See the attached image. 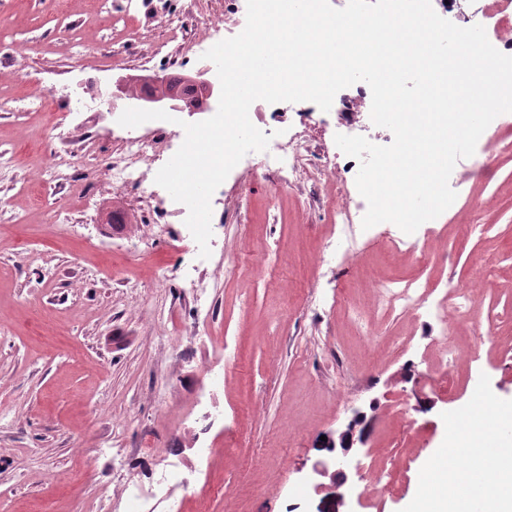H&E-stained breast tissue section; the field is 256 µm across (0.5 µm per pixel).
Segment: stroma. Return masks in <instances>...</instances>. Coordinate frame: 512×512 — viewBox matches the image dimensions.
Masks as SVG:
<instances>
[{"mask_svg":"<svg viewBox=\"0 0 512 512\" xmlns=\"http://www.w3.org/2000/svg\"><path fill=\"white\" fill-rule=\"evenodd\" d=\"M81 0H0V512H104L100 493L120 479L149 487L148 512H331L308 476L322 435L367 417L354 463V512H422L419 494L442 496L446 512H466L448 490L450 427L512 405V131L490 170L460 182L446 227L479 220L485 235L448 244L433 272L451 283L486 261L498 272L483 284V309L466 324L442 327L380 316L379 340L411 339L408 353L374 360L345 302L369 303L372 283L410 275L405 255L389 251L381 229L361 235L352 259L325 252L336 226L317 187L289 186L279 208L266 205L267 179L240 172L213 205L215 262L231 272L209 313L196 315L178 264L195 246L179 216L146 223L158 205L137 188L113 194L108 172L82 197L77 187L45 181L41 117L17 111L11 73L43 89L74 88L93 98L157 50L178 55L201 21L225 0H135L140 37L99 25ZM167 14L175 30L157 27ZM123 51L113 65L106 46ZM371 103L350 87L328 124L308 130L312 157ZM69 130L55 142L67 158L92 146L104 161L120 155L121 131L106 111L61 110ZM483 203L473 215L470 202ZM59 232H52V225ZM495 336L477 361L460 360L458 377L475 390L448 393L429 380L434 340L469 343ZM224 363L212 406L210 368ZM217 420L204 436L220 454H196V418ZM144 443L166 449L190 481L152 489L156 461ZM394 467L393 488L379 493L367 466Z\"/></svg>","mask_w":512,"mask_h":512,"instance_id":"stroma-1","label":"stroma"}]
</instances>
